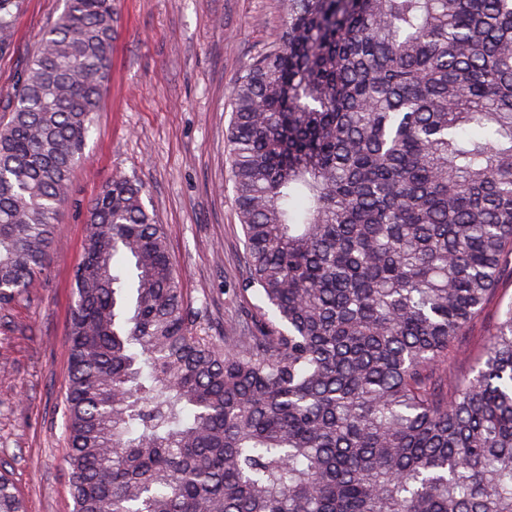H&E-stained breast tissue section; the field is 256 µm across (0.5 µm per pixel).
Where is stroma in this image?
I'll return each mask as SVG.
<instances>
[{
	"label": "stroma",
	"instance_id": "35a3bbf8",
	"mask_svg": "<svg viewBox=\"0 0 512 512\" xmlns=\"http://www.w3.org/2000/svg\"><path fill=\"white\" fill-rule=\"evenodd\" d=\"M106 91L85 159L71 174L47 268L0 307V472L26 512H73L66 463V336L73 273L82 258L87 209L113 176L145 188L162 224L184 296L207 304L224 334L235 332L253 298L227 161L235 81L277 41L282 0H117ZM64 0H19L13 46L0 56V107ZM512 301V275L472 323L454 361L466 370Z\"/></svg>",
	"mask_w": 512,
	"mask_h": 512
}]
</instances>
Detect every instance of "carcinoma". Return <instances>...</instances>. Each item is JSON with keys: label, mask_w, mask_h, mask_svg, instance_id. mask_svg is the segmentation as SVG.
<instances>
[{"label": "carcinoma", "mask_w": 512, "mask_h": 512, "mask_svg": "<svg viewBox=\"0 0 512 512\" xmlns=\"http://www.w3.org/2000/svg\"><path fill=\"white\" fill-rule=\"evenodd\" d=\"M17 0H0V55ZM114 0H65L0 124V306L50 262L109 78ZM231 336L142 186L92 202L68 327L75 512H512V0H286L232 92ZM0 512H24L0 475ZM512 298V275H505L499 282L495 296L484 306L482 312L470 326L468 336L463 343L464 353H458L454 366L458 371H465L474 361L481 349L488 331L495 324L501 305H506Z\"/></svg>", "instance_id": "carcinoma-1"}]
</instances>
